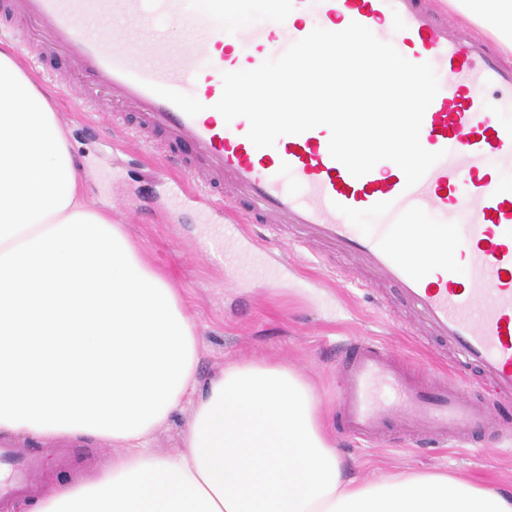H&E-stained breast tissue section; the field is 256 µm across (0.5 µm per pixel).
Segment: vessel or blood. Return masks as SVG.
Instances as JSON below:
<instances>
[{
  "label": "vessel or blood",
  "mask_w": 512,
  "mask_h": 512,
  "mask_svg": "<svg viewBox=\"0 0 512 512\" xmlns=\"http://www.w3.org/2000/svg\"><path fill=\"white\" fill-rule=\"evenodd\" d=\"M9 7L41 38L22 46L32 60L59 51L91 90L139 111L142 122L127 129L129 138L163 132L175 165L209 176L212 195L230 204L225 245L265 249L247 233L250 224L284 225L295 242L332 245L398 288L413 320L468 372L455 380L438 374L426 387L406 376L390 347L352 341L336 364L343 430L373 441L394 421L428 445L461 449L476 427L512 437V424L468 394L474 373L512 399V191L499 184L512 170V67L484 41L458 35L426 0H259L262 23L245 20L243 0H199L193 8L188 0H10ZM132 19L151 25L152 36L117 44L116 22ZM353 22L411 62L431 63L439 77L420 143L443 157L414 186L390 161L354 177L331 156L327 127L281 136L266 149L248 139L246 118L217 116L223 73L256 69L314 28ZM182 29L187 37L173 40ZM91 90L79 92L75 105L87 106ZM452 216L463 219L462 229L449 225ZM363 219L369 229L360 227ZM424 245L437 264L417 258ZM379 386L395 399L375 401ZM49 459L68 462L54 448L36 455L1 442L0 465L16 471L0 482V497L33 493Z\"/></svg>",
  "instance_id": "vessel-or-blood-1"
}]
</instances>
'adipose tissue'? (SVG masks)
Masks as SVG:
<instances>
[{
	"label": "adipose tissue",
	"instance_id": "adipose-tissue-1",
	"mask_svg": "<svg viewBox=\"0 0 512 512\" xmlns=\"http://www.w3.org/2000/svg\"><path fill=\"white\" fill-rule=\"evenodd\" d=\"M512 52V0H448ZM195 327L121 225L86 203L47 99L0 49V434L122 453L34 512H512L444 472L346 477L310 384L237 362L198 386ZM173 456L148 441L183 402Z\"/></svg>",
	"mask_w": 512,
	"mask_h": 512
}]
</instances>
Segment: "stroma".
<instances>
[{
  "instance_id": "stroma-1",
  "label": "stroma",
  "mask_w": 512,
  "mask_h": 512,
  "mask_svg": "<svg viewBox=\"0 0 512 512\" xmlns=\"http://www.w3.org/2000/svg\"><path fill=\"white\" fill-rule=\"evenodd\" d=\"M52 105L70 141L90 209L123 225L136 249L179 289L198 333L200 382L225 365L273 358L311 382L327 432L349 477L445 471L472 484L512 494V451L498 438L476 435L473 450L439 451L391 430L383 444L364 446L335 427L336 362L345 346L366 338L391 347L411 377L425 379L451 368V355L408 318L393 288L371 282L343 257L313 244L266 253L225 249L219 262L202 253L206 227L224 223L226 209L196 204V179L183 171L164 173V138L126 137L138 124L136 112L113 114L106 99L93 112H75L68 97L29 71ZM333 260L340 278L324 266ZM71 468L47 466L40 480L55 487L85 480L107 466L119 450L93 439L69 443Z\"/></svg>"
}]
</instances>
